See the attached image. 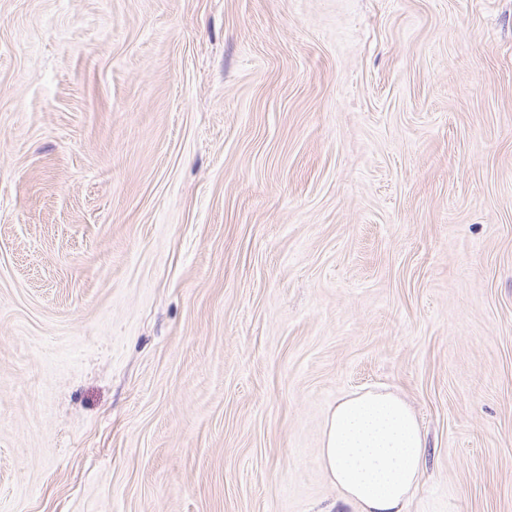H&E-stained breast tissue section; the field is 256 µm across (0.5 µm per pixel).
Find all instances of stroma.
Listing matches in <instances>:
<instances>
[{"mask_svg":"<svg viewBox=\"0 0 512 512\" xmlns=\"http://www.w3.org/2000/svg\"><path fill=\"white\" fill-rule=\"evenodd\" d=\"M512 512V0H0V512ZM417 417L399 395L359 389L327 414L320 465L346 502L360 512H403L425 463Z\"/></svg>","mask_w":512,"mask_h":512,"instance_id":"stroma-1","label":"stroma"}]
</instances>
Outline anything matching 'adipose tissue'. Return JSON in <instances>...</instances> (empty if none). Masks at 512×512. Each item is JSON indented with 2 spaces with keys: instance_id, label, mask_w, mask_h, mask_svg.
Listing matches in <instances>:
<instances>
[{
  "instance_id": "obj_1",
  "label": "adipose tissue",
  "mask_w": 512,
  "mask_h": 512,
  "mask_svg": "<svg viewBox=\"0 0 512 512\" xmlns=\"http://www.w3.org/2000/svg\"><path fill=\"white\" fill-rule=\"evenodd\" d=\"M425 453L421 427L403 398L359 389L329 411L320 465L360 512H402L419 483Z\"/></svg>"
}]
</instances>
